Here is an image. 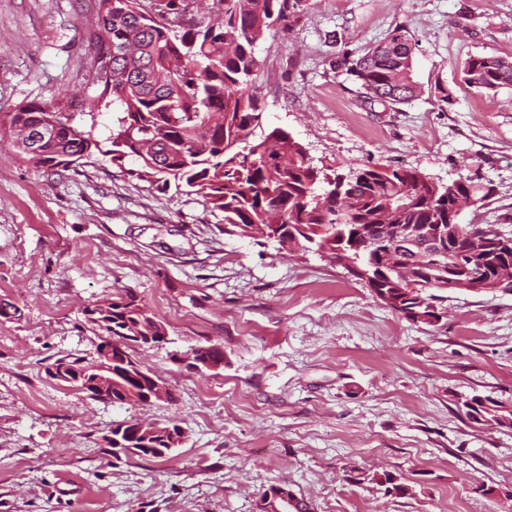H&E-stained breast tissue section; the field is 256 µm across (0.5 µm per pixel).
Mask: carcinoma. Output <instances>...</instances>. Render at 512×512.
Instances as JSON below:
<instances>
[{
  "label": "carcinoma",
  "mask_w": 512,
  "mask_h": 512,
  "mask_svg": "<svg viewBox=\"0 0 512 512\" xmlns=\"http://www.w3.org/2000/svg\"><path fill=\"white\" fill-rule=\"evenodd\" d=\"M221 22L182 23L185 0H158V11L147 15L140 0H96L97 25L91 36L94 53L112 56L111 72L95 74L94 96L72 95L48 103L27 104L0 118L8 128L14 154L57 173L88 160L101 150L93 130L74 124L76 116L95 118L101 107L112 108L105 154L120 167L132 157L141 169L129 174L151 178L165 192L170 186L185 188L224 213V223L244 234L257 224L266 228L293 229L300 249L334 257L336 238L356 229L365 240L354 261L373 265L379 250L398 253L392 239L394 225L455 224L457 236L447 241L446 265L455 266L460 250L481 226L460 224L454 212L458 196L484 204L493 195L491 183L461 177L448 184L436 182L416 169L368 165L334 176L314 166L292 135L274 128L263 132L264 105L249 92L258 65L255 49L280 27L287 30L303 11V0H218ZM416 43L402 27L363 52H336L332 67L362 90L370 104L386 109L408 104L421 94L414 81ZM460 82L477 92H497L512 87V60L493 55H471L460 68ZM40 135L38 154L29 150V139ZM436 271L414 285L395 278H367L365 284L394 313L411 320L422 312L443 318L444 297ZM104 336L136 347L158 346L163 324L131 290L87 314ZM218 349L198 346L188 352V366L206 358L219 359ZM150 374L130 356L125 365H112L110 403L146 405ZM467 418L479 414L490 424L512 421V405L488 396L463 401ZM112 436L122 447L135 449L138 457L164 458L172 441L183 443L184 430L177 421L117 423ZM372 480L397 496L412 487L390 472Z\"/></svg>",
  "instance_id": "cac0c4a2"
}]
</instances>
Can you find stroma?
I'll return each mask as SVG.
<instances>
[{
	"label": "stroma",
	"instance_id": "stroma-1",
	"mask_svg": "<svg viewBox=\"0 0 512 512\" xmlns=\"http://www.w3.org/2000/svg\"><path fill=\"white\" fill-rule=\"evenodd\" d=\"M293 27L256 49L263 127L288 131L313 164L345 174L415 167L472 177L494 196L463 224L512 235V88L459 81L467 57L512 59V0H304ZM94 0H0V113L61 92L96 93ZM405 27L422 93L389 111L331 70ZM452 95V104L442 101ZM95 153L50 174L0 136V512H256L288 485L313 512H497L512 490V428H480L465 396L512 398V292L449 291L438 326L386 308L315 253L225 230L196 195L132 177ZM132 289L167 330L134 355L173 399L117 407L50 378L56 360L97 358L86 306ZM218 345L194 371L175 354ZM179 421L161 459L113 458L114 423ZM403 477L386 494L368 474ZM488 494L477 493V486Z\"/></svg>",
	"mask_w": 512,
	"mask_h": 512
}]
</instances>
